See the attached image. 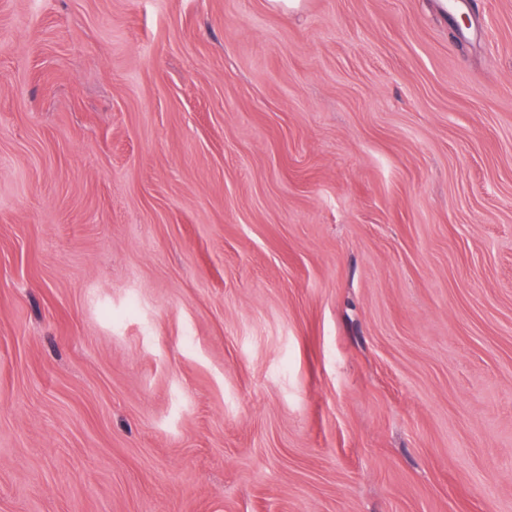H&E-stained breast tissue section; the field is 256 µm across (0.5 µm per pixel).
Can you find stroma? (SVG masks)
<instances>
[{
  "label": "stroma",
  "instance_id": "obj_1",
  "mask_svg": "<svg viewBox=\"0 0 512 512\" xmlns=\"http://www.w3.org/2000/svg\"><path fill=\"white\" fill-rule=\"evenodd\" d=\"M0 512H512V0H0Z\"/></svg>",
  "mask_w": 512,
  "mask_h": 512
}]
</instances>
